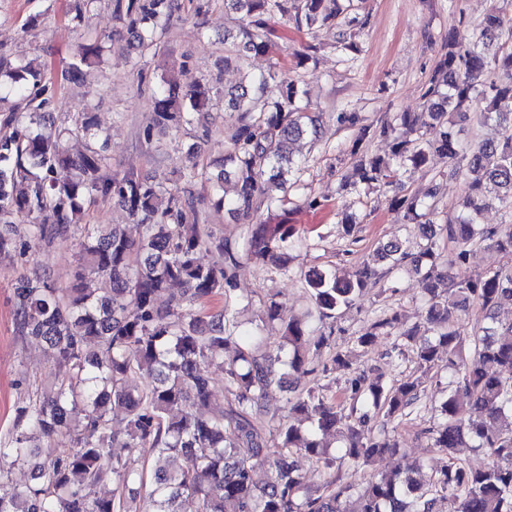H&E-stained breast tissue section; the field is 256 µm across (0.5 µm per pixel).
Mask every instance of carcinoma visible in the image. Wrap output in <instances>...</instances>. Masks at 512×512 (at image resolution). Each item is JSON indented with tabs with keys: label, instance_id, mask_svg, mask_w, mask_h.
Listing matches in <instances>:
<instances>
[{
	"label": "carcinoma",
	"instance_id": "carcinoma-1",
	"mask_svg": "<svg viewBox=\"0 0 512 512\" xmlns=\"http://www.w3.org/2000/svg\"><path fill=\"white\" fill-rule=\"evenodd\" d=\"M241 14L237 33L224 35V61L264 51L275 20L293 15L297 29L312 30L348 10L340 0H224ZM171 0H127L125 16L137 43L150 48L163 32ZM353 17L339 33V48L356 45ZM98 57L97 47L81 44L74 60L52 75L34 57L14 63L0 53V76L14 84L18 99L0 115V255L25 250L28 242L46 247L71 233L72 216L102 201L126 210L141 227L134 239L117 224H92L78 246L83 262L67 288L56 287L44 271L34 270L15 289L18 332L35 337L52 351L61 382L46 394H35L19 409L8 437L0 440V463L31 467L32 482L11 484L0 468V512H133L146 485L142 474L127 470L112 455L116 435L112 413L126 420L121 447L149 450L155 458L152 512H180L185 497L196 500L197 512H512V322L497 311L512 305V263L472 278L461 273L476 245L512 258V233L476 224L484 209L496 205L512 212V113L497 103L512 100V17L505 5L492 8L465 41L448 30L447 52L440 60L425 96L440 103L425 105V132L418 115L401 112L395 123L383 121L379 134L394 141L391 157H361L359 183L390 186L406 162L427 164L430 154L451 160L448 177L472 174L462 210L434 229V210L416 195L396 200L411 219L427 218L422 243L390 242L377 250L386 266L363 265L352 279L312 271L304 280L312 308L303 319L288 322L277 306L266 309L267 325L280 324L282 343L276 356L259 352L261 337L240 329L227 310L204 312L202 301L224 295L226 272L202 265L196 254L204 246L224 250V239L205 224L184 223L183 199L176 189L142 180L137 173L111 172L109 158L97 147L98 125L84 112L61 119L54 112L58 89L84 78ZM300 79L285 80L272 70L224 92V110L238 113L224 163L234 165V198L217 204L249 213L262 203L287 202V177L295 172L291 144L303 136L319 137L320 124L301 104ZM214 85L206 81L188 89L163 81L154 94L151 125L179 130L209 111ZM477 113L480 125L500 128L497 140L462 146L450 114ZM340 121L358 128L355 150L373 129L360 124L355 112ZM80 138L84 150L72 155L64 141ZM70 170L65 181L57 170ZM168 195L165 207L159 196ZM454 249L436 253L437 232ZM303 239L290 228H252L241 249L246 257L278 263L284 250ZM422 273L429 295L424 324L430 333L412 349L415 370L400 378L359 373L354 353L331 349L335 320L352 306L367 281L394 272ZM180 293L157 303L173 286ZM475 313L476 330L467 336L456 326L458 316ZM400 320L388 309L374 317L355 344L369 349L381 334H390ZM448 367V393L437 407L438 422L423 430L441 452V464L428 481L418 464L385 473L366 467L377 456L402 451L387 429L409 412L433 382L437 362ZM225 363L226 406L212 407L210 364ZM333 373L347 375L341 400L329 386L294 387L280 412L275 449L257 424L255 411L269 388L288 376ZM134 377L144 385L133 387ZM83 412L74 424L71 413ZM383 414L377 427L375 418ZM341 433L343 454L322 440L327 431ZM65 434L72 447L42 455L41 439ZM459 448L481 450L487 466L475 469L456 456ZM304 455L330 472L313 490L303 482L296 457ZM183 459L170 471L165 460ZM268 468L267 481L255 482L257 466ZM115 484L112 496L96 494L98 485ZM356 508H348L350 499Z\"/></svg>",
	"mask_w": 512,
	"mask_h": 512
}]
</instances>
